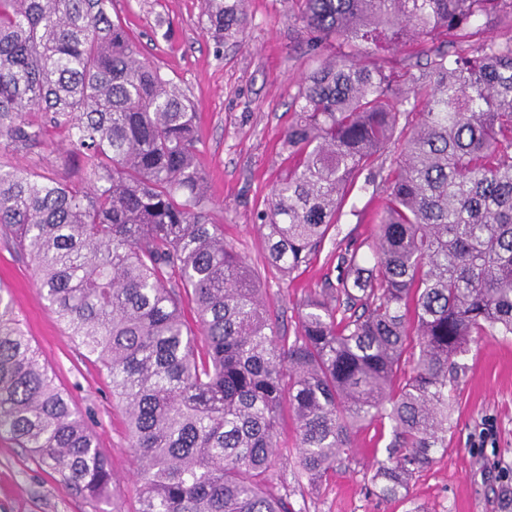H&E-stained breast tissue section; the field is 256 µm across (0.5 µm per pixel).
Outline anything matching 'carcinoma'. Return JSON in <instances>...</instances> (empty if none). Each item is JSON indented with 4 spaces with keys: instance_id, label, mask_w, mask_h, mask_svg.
I'll use <instances>...</instances> for the list:
<instances>
[{
    "instance_id": "obj_1",
    "label": "carcinoma",
    "mask_w": 512,
    "mask_h": 512,
    "mask_svg": "<svg viewBox=\"0 0 512 512\" xmlns=\"http://www.w3.org/2000/svg\"><path fill=\"white\" fill-rule=\"evenodd\" d=\"M204 3L210 28L242 32L245 0ZM292 3L316 66L292 96L288 171L260 214L268 262L291 274L336 243L338 202L358 181L382 200L374 236L338 250L336 281L307 292L288 336L209 220L192 101L140 57L112 0H0V142L27 149L65 128L85 173L74 184L0 165V237L111 380L136 512H293L276 461L297 453L318 484L354 430L384 420L393 452L371 492L395 497L447 446L472 338L512 335V36L428 46L512 0ZM384 41L416 43L426 63L363 64ZM2 434L85 498L112 497L83 413L0 296Z\"/></svg>"
}]
</instances>
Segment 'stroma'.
<instances>
[{
  "label": "stroma",
  "instance_id": "obj_1",
  "mask_svg": "<svg viewBox=\"0 0 512 512\" xmlns=\"http://www.w3.org/2000/svg\"><path fill=\"white\" fill-rule=\"evenodd\" d=\"M247 25L227 39L210 30L203 0H113L118 16L142 56L178 82L194 101L201 163L207 173L209 219L256 270L268 307L280 329L295 332L299 303L325 279L336 278L331 245L290 276L269 265L259 228L270 190L284 174L282 140L293 110L290 96L313 67L306 35L294 18L292 0H246ZM0 164L59 175L78 182L82 171L69 155L64 131L48 129L42 144L0 152ZM377 200L353 191L344 203L341 237L361 242L374 232L358 210ZM0 297L14 312L58 385L85 414L112 464L117 492L91 501L59 482L25 449L0 436V512H135V461L122 410L105 371L66 336L38 293L32 266L0 239ZM452 400L448 445L416 474L395 499L367 494L375 461L385 459L390 425L372 424L353 433L349 461L320 487L301 485L290 501L295 512H512V335L478 336L461 358Z\"/></svg>",
  "mask_w": 512,
  "mask_h": 512
}]
</instances>
